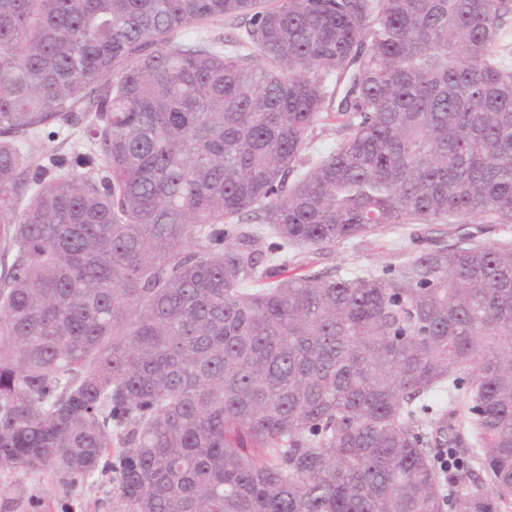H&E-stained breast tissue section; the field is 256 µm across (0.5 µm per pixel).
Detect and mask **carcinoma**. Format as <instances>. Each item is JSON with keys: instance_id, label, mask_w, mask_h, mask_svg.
Here are the masks:
<instances>
[{"instance_id": "carcinoma-1", "label": "carcinoma", "mask_w": 512, "mask_h": 512, "mask_svg": "<svg viewBox=\"0 0 512 512\" xmlns=\"http://www.w3.org/2000/svg\"><path fill=\"white\" fill-rule=\"evenodd\" d=\"M509 25L512 0H0V474L112 473L124 512H443L445 478L507 508L512 245L278 273L512 223ZM323 113L345 134L313 155ZM466 443L483 480L441 469ZM480 221L473 217L465 219V223L461 224H392L377 235L347 241L320 255L313 254V249H291L288 250L286 265L280 277L303 273L301 262L306 261H316V269L338 276L379 270L385 265L397 264L411 252L427 245L416 242V234L422 228H431L433 233L429 236L443 239L448 245L456 242L459 236L469 233L486 243L512 244V224H480Z\"/></svg>"}]
</instances>
